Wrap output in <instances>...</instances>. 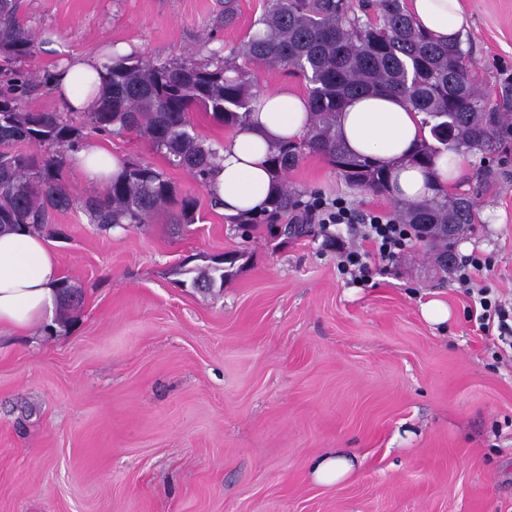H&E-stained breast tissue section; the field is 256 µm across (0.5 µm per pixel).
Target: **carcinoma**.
Returning a JSON list of instances; mask_svg holds the SVG:
<instances>
[{
	"mask_svg": "<svg viewBox=\"0 0 512 512\" xmlns=\"http://www.w3.org/2000/svg\"><path fill=\"white\" fill-rule=\"evenodd\" d=\"M374 7L372 19L366 12L358 14L351 0H276L235 57L216 49L200 62L158 61L134 47L127 53L114 50L103 64L96 107L76 124L62 112L25 108V97L38 85V76L26 69L38 42L20 16L19 0H0V229L41 232L54 213L73 208L105 231L147 224L157 211L172 206L178 208V219L192 223L197 198L178 193L166 174L150 164L121 163L109 186L86 197L69 190L63 170L88 135L135 133L172 165L186 169L199 187L208 188L223 157L197 131L192 113L203 112L231 130L240 128L260 96L244 70L247 64L303 78L312 124L303 138L271 152L276 191L269 207L229 218L246 230L264 227L285 239L313 235L310 224L281 223L302 204L304 192L288 185L287 173L307 153L336 168L346 165L341 175L353 190L390 194L385 167L346 150L336 130V115L358 92L396 93L423 115L431 140L422 141L410 156L415 164L429 165L444 151L491 155L512 138V87L495 103L481 97L462 42H435L415 25L404 0H376ZM238 56L244 65L236 63ZM398 212L406 224L427 225L417 239L444 263L450 240L474 224L470 201L446 191L401 202ZM235 259L233 254L215 261L198 272L190 287L209 291L224 282L229 276L224 264ZM60 293L68 308H79L80 291L69 281L60 282Z\"/></svg>",
	"mask_w": 512,
	"mask_h": 512,
	"instance_id": "cac0c4a2",
	"label": "carcinoma"
}]
</instances>
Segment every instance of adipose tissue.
Returning <instances> with one entry per match:
<instances>
[{
  "label": "adipose tissue",
  "instance_id": "ef3b65f1",
  "mask_svg": "<svg viewBox=\"0 0 512 512\" xmlns=\"http://www.w3.org/2000/svg\"><path fill=\"white\" fill-rule=\"evenodd\" d=\"M417 26L441 42L462 38L468 18L462 0H411ZM63 64L51 85L61 106L71 112L90 110L101 84V56L77 54L58 40L44 46ZM422 116L400 97L368 93L353 98L337 117V130L347 149L375 159L390 170L392 195L419 201L452 188L466 169V156L448 151L431 168L408 163L429 131ZM309 123L306 96L282 85L264 92L250 112L244 128L225 140L224 160L209 188L225 215L257 212L272 193L267 158L274 147L300 138ZM61 272L50 240L36 233L0 232V327L25 332L48 320L60 303Z\"/></svg>",
  "mask_w": 512,
  "mask_h": 512
}]
</instances>
